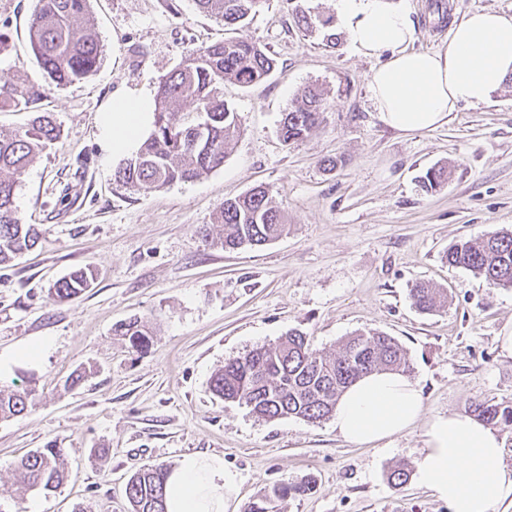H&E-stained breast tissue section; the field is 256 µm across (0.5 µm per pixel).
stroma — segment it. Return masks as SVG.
Returning a JSON list of instances; mask_svg holds the SVG:
<instances>
[{"label": "stroma", "instance_id": "1", "mask_svg": "<svg viewBox=\"0 0 512 512\" xmlns=\"http://www.w3.org/2000/svg\"><path fill=\"white\" fill-rule=\"evenodd\" d=\"M35 0H0V78L44 86L34 112L61 130L20 177L15 204L40 239L0 266V354L45 349L0 373V388H35L39 405L0 420V486L18 462L47 443L63 448L67 481L29 492L23 506L0 495V512H128L135 472L176 466L198 453L236 473L237 508L273 484L314 480L281 512H448L418 482L392 488L398 462L416 465L423 430L359 447L330 420L256 417L213 395L226 360L275 343L289 330L317 351L337 353L361 330L393 336L413 366L426 415L477 401L512 406V357L496 338L512 326V288L448 265V247L512 231V81L487 103L460 105L431 130L399 132L379 118L369 78L381 57L355 53L346 38L325 47L296 24L283 0H261L243 36L277 60L266 80L225 84L240 133L222 167L189 183L132 190L116 183L100 118L120 93L155 96L161 80L195 47L234 37L194 0H90L100 64L85 81L46 85L29 43ZM418 50L448 42L475 11L512 15V0H407ZM309 86L323 92V121L304 141L279 137L284 112ZM34 112H0V129ZM336 167H329V160ZM447 165V184L419 180ZM264 186L288 232L260 248L204 245L225 199ZM79 267L95 277L77 299L58 301L54 282ZM448 291V306L419 312L409 289ZM147 321V351L132 350L117 325ZM86 376L69 387L74 371Z\"/></svg>", "mask_w": 512, "mask_h": 512}]
</instances>
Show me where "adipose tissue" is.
<instances>
[{"label": "adipose tissue", "instance_id": "obj_1", "mask_svg": "<svg viewBox=\"0 0 512 512\" xmlns=\"http://www.w3.org/2000/svg\"><path fill=\"white\" fill-rule=\"evenodd\" d=\"M338 25L359 55H386L370 77L380 120L412 132L442 125L459 104L478 106L512 73V16L469 14L434 51L412 47L415 28L404 0H337ZM148 96L120 95L101 118L107 148L130 158L152 128ZM337 434L374 446L424 428L415 478L448 512H498L512 506V466L498 431L474 416L450 411L424 414L417 382L396 371L367 374L340 396L331 415ZM238 480L214 455L185 457L167 479V512H227Z\"/></svg>", "mask_w": 512, "mask_h": 512}]
</instances>
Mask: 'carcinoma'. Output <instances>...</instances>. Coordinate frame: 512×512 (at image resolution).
<instances>
[{
	"mask_svg": "<svg viewBox=\"0 0 512 512\" xmlns=\"http://www.w3.org/2000/svg\"><path fill=\"white\" fill-rule=\"evenodd\" d=\"M89 0H36L29 26L31 48L48 79L59 86L86 79L97 67L101 46L88 8ZM260 0H195L198 9L243 29ZM304 30L323 29L326 44L336 45L326 32L331 18L301 12ZM277 67L276 60L244 37L226 39L191 49L178 67L160 83L155 99L153 129L134 156L115 172L124 187L162 189L176 182H191L224 164L228 148L239 130L238 114L224 101V83L249 87L264 81ZM42 91L30 83H0V111L30 109ZM322 97L314 88L302 91L300 100L284 113L279 133L289 145L306 138L322 122ZM60 131L50 114L41 113L21 130H0V265L8 264L32 249L39 233L24 224L15 207L18 180ZM448 180V170L432 167L421 177V188L435 191ZM217 223L222 233L215 237L202 231L207 246L226 250L261 247L286 230L282 212L273 205L267 190L257 186L227 199ZM445 259L480 276L493 286L512 288V232L499 231L476 240H460L448 248ZM94 280L89 268H78L54 284L61 301L76 298ZM417 309L431 313L447 305V293L426 285L411 289ZM118 335L130 348H148L151 331L134 318L120 326ZM374 370H396L406 375L412 367L402 346L392 336L370 330L348 337L334 356L314 350L305 333L290 330L273 344L257 347L230 359L212 374V393L237 403L266 419L296 417L319 422L332 415L343 390L360 376ZM34 390H0V419L18 416L34 408ZM471 411L486 422L512 432V407L486 402L471 405ZM169 468L156 466L130 477L125 495L130 512H166V480ZM411 470L405 463L394 466L388 483L401 488ZM65 479L62 449L54 444L39 448L16 466L14 498L24 499L32 490L51 491ZM309 480H282L243 512H278L277 503L290 496L312 493Z\"/></svg>",
	"mask_w": 512,
	"mask_h": 512,
	"instance_id": "obj_1",
	"label": "carcinoma"
}]
</instances>
